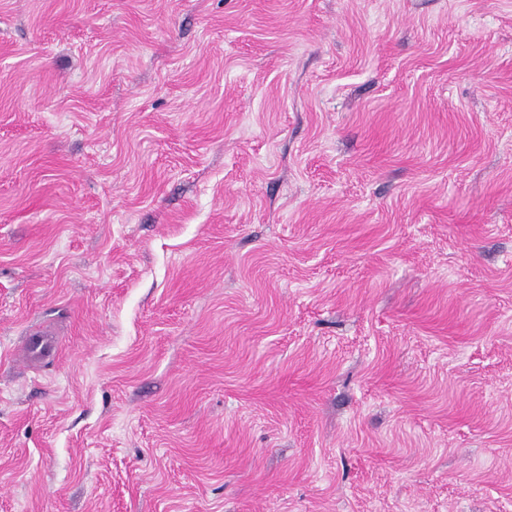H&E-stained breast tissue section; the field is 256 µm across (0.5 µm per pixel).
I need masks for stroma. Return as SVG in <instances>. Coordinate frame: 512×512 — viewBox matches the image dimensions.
I'll use <instances>...</instances> for the list:
<instances>
[{"instance_id":"35a3bbf8","label":"stroma","mask_w":512,"mask_h":512,"mask_svg":"<svg viewBox=\"0 0 512 512\" xmlns=\"http://www.w3.org/2000/svg\"><path fill=\"white\" fill-rule=\"evenodd\" d=\"M0 512H512V0H0Z\"/></svg>"}]
</instances>
